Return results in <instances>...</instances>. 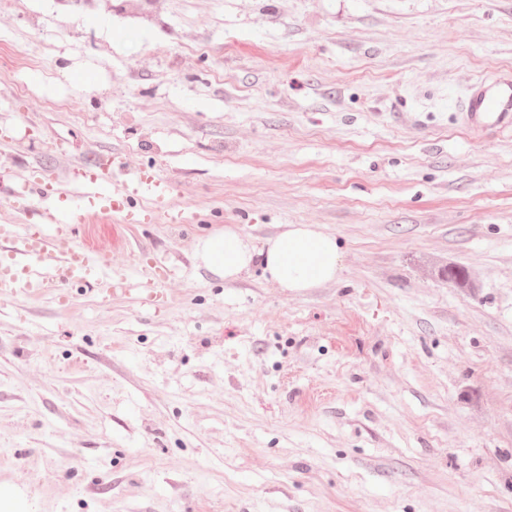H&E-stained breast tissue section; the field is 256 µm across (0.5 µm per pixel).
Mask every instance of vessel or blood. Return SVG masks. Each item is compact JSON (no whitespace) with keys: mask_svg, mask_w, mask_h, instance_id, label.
<instances>
[{"mask_svg":"<svg viewBox=\"0 0 512 512\" xmlns=\"http://www.w3.org/2000/svg\"><path fill=\"white\" fill-rule=\"evenodd\" d=\"M467 127L483 132L512 131V74L478 79L462 104ZM76 191L59 207L38 181L17 190L19 198L42 203L41 221L0 226V288H21L32 296L61 284L96 283L108 293L129 291L132 272L115 273L97 254L81 245L78 233L93 215H135V203H158L167 191L163 178L125 173L120 157L108 168L76 164L65 173Z\"/></svg>","mask_w":512,"mask_h":512,"instance_id":"b4317fda","label":"vessel or blood"}]
</instances>
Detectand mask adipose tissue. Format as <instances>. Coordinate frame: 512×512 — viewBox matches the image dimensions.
I'll return each instance as SVG.
<instances>
[{
  "label": "adipose tissue",
  "mask_w": 512,
  "mask_h": 512,
  "mask_svg": "<svg viewBox=\"0 0 512 512\" xmlns=\"http://www.w3.org/2000/svg\"><path fill=\"white\" fill-rule=\"evenodd\" d=\"M198 254L210 271L225 279H238L257 266L268 282L295 293L335 282L343 263L335 237L311 224L287 225L259 249L228 226L203 239Z\"/></svg>",
  "instance_id": "obj_1"
}]
</instances>
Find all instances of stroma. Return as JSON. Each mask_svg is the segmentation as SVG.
Returning a JSON list of instances; mask_svg holds the SVG:
<instances>
[{
	"mask_svg": "<svg viewBox=\"0 0 512 512\" xmlns=\"http://www.w3.org/2000/svg\"><path fill=\"white\" fill-rule=\"evenodd\" d=\"M0 0V225L38 179L122 157L165 209L94 218L165 302L0 288V490L20 512H512V133L460 105L512 73V0ZM335 236L298 294L196 256L224 226ZM465 267L467 286L422 273Z\"/></svg>",
	"mask_w": 512,
	"mask_h": 512,
	"instance_id": "35a3bbf8",
	"label": "stroma"
}]
</instances>
